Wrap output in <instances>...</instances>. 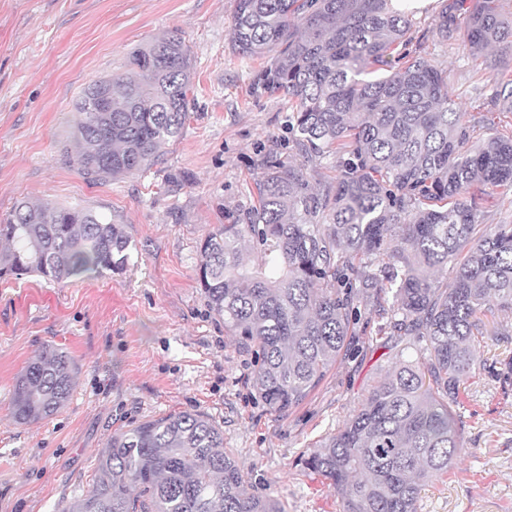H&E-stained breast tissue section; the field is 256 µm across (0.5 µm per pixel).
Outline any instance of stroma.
<instances>
[{
  "label": "stroma",
  "instance_id": "obj_1",
  "mask_svg": "<svg viewBox=\"0 0 512 512\" xmlns=\"http://www.w3.org/2000/svg\"><path fill=\"white\" fill-rule=\"evenodd\" d=\"M448 2L429 0L413 13L414 43L447 68L467 123H512L483 59L437 46L434 27ZM234 11L235 0H0V221L22 201L78 203L111 217L132 244L120 272L0 278V512H65L91 488L114 433L174 412L207 414L244 480L286 512L341 510L340 495L303 456L392 367L399 337L357 331L355 356L340 357L281 414L255 396L252 352L208 312L195 279L200 241L252 204L270 151L312 168L288 143L284 101L253 91L258 62L231 51ZM171 32L192 64L183 135L149 170L90 183L73 138L79 92ZM495 325L474 376L460 385L464 449L422 491L418 512H512V381L495 376L512 358V312ZM48 345L75 365L72 396L48 419L17 423L15 380Z\"/></svg>",
  "mask_w": 512,
  "mask_h": 512
}]
</instances>
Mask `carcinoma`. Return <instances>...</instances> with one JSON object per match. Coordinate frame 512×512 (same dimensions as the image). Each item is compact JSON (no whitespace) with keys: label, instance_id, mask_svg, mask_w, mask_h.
<instances>
[{"label":"carcinoma","instance_id":"1","mask_svg":"<svg viewBox=\"0 0 512 512\" xmlns=\"http://www.w3.org/2000/svg\"><path fill=\"white\" fill-rule=\"evenodd\" d=\"M499 0H454L438 43L512 50ZM232 53L262 61L256 88L288 103V142L338 174L316 189L302 168L270 157L256 203L219 224L198 247L208 311L254 347L253 388L286 413L347 349L353 325L406 337L394 369L306 468L342 497V512H418L423 487L464 447L460 382L471 374L484 318L512 311V224L478 223L487 189L512 188V123L485 136L462 120L448 72L409 49L411 19L391 0H235ZM190 52L178 36L134 49L126 71L85 87L74 108L86 179L149 168L178 139L190 107ZM383 71L373 79L368 75ZM512 112V61L491 74ZM106 110L98 108L100 92ZM0 277L63 281L128 266L131 241L92 210L20 203L0 224ZM249 243L256 261L241 257ZM452 270L432 277L430 269ZM74 368L47 346L17 377L19 423L68 402ZM67 512H285L254 493L224 432L204 413L149 419L115 433L95 482Z\"/></svg>","mask_w":512,"mask_h":512}]
</instances>
